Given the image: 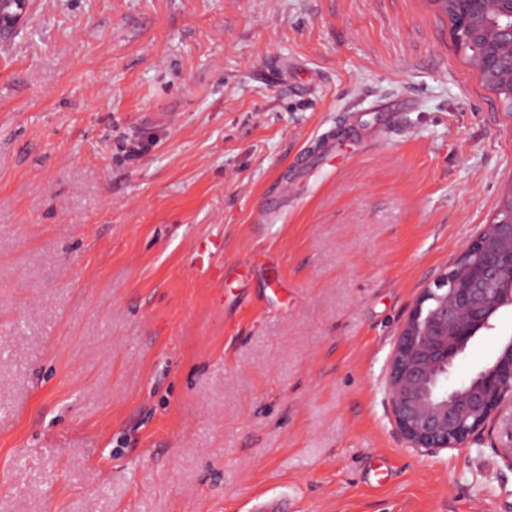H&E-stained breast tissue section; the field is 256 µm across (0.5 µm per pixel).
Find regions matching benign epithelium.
<instances>
[{
  "label": "benign epithelium",
  "instance_id": "7a95c632",
  "mask_svg": "<svg viewBox=\"0 0 512 512\" xmlns=\"http://www.w3.org/2000/svg\"><path fill=\"white\" fill-rule=\"evenodd\" d=\"M462 2L466 12L455 18L460 42L473 37L478 68L512 85V0ZM492 224V234L456 259L461 276L444 275L424 289L392 350L388 387L394 422L412 447H459L491 424L512 467V340L491 365L448 387L454 361L512 308V206Z\"/></svg>",
  "mask_w": 512,
  "mask_h": 512
}]
</instances>
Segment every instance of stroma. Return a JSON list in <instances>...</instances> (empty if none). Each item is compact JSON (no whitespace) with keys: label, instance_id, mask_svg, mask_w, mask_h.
Returning <instances> with one entry per match:
<instances>
[{"label":"stroma","instance_id":"35a3bbf8","mask_svg":"<svg viewBox=\"0 0 512 512\" xmlns=\"http://www.w3.org/2000/svg\"><path fill=\"white\" fill-rule=\"evenodd\" d=\"M27 2L0 36V512H512L493 435L414 449L389 400L512 181V118L430 0ZM511 339L507 311L451 382ZM220 247V243L214 240L207 239L201 241L196 249V262L201 270L209 273L211 279L224 281V269L222 267H215L211 263L213 254Z\"/></svg>","mask_w":512,"mask_h":512}]
</instances>
